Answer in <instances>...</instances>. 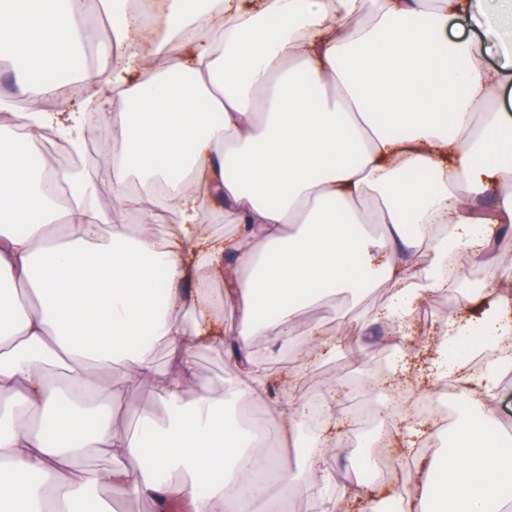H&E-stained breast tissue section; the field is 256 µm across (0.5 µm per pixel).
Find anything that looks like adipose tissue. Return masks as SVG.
Masks as SVG:
<instances>
[{"label":"adipose tissue","mask_w":512,"mask_h":512,"mask_svg":"<svg viewBox=\"0 0 512 512\" xmlns=\"http://www.w3.org/2000/svg\"><path fill=\"white\" fill-rule=\"evenodd\" d=\"M96 10L110 34L100 65L80 73L82 103L0 104L13 118L0 125V465L11 474L0 504L113 512L96 494L104 486L181 512H278L254 468L265 443L220 418V401L265 397L250 338L270 326L293 343L305 302L386 289L378 314L401 335L443 288L450 255L490 262L496 225L512 224V113L499 105L512 86V45L500 38L512 0L491 11L482 0H96ZM81 14L82 0H0V56L21 60L20 93L73 55ZM107 100L121 145L101 171L111 209L42 197L30 153L50 132L79 144L88 105ZM160 209L179 218L164 235ZM129 212L131 231L114 219ZM225 216L233 234L211 237ZM226 343L239 376L227 391L197 377L200 353ZM122 356L132 366L120 378ZM510 372L512 356L488 368L487 390L462 388L482 411L459 419L436 461L428 512L501 503L512 456L490 385ZM136 384L153 388L166 417L144 414L130 432L112 414ZM89 414L85 433H46ZM91 448L111 465H83ZM35 472L45 488L29 482Z\"/></svg>","instance_id":"obj_1"}]
</instances>
